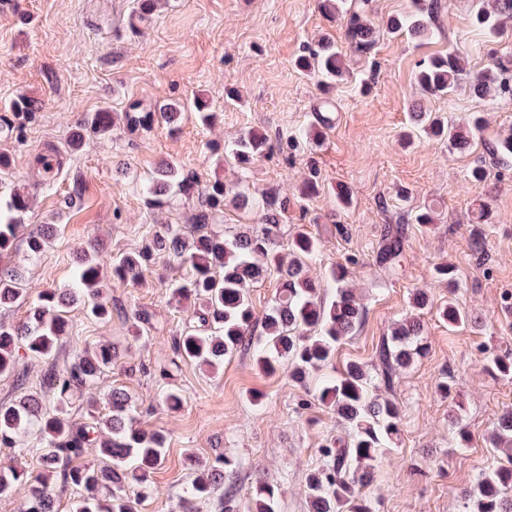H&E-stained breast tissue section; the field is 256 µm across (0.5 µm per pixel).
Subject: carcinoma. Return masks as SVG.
<instances>
[{
	"label": "carcinoma",
	"mask_w": 512,
	"mask_h": 512,
	"mask_svg": "<svg viewBox=\"0 0 512 512\" xmlns=\"http://www.w3.org/2000/svg\"><path fill=\"white\" fill-rule=\"evenodd\" d=\"M475 25L494 35L500 34L498 20L512 17V0H472ZM322 11L344 26L345 40L355 55L371 51L375 31L371 17L373 0H320ZM415 10L388 18L391 33L407 31L418 38L432 34L439 0L414 2ZM303 72L316 76L327 85L346 78L350 65L336 44L324 39L308 46L295 60ZM466 71L464 56L448 50L426 59L414 74L416 85L424 93L441 96ZM474 96L512 97V61L497 59L472 77ZM200 122L210 124L215 113L208 100L197 97L193 103ZM184 105L173 101L159 112L132 106L123 113L126 125L146 129L160 118L169 123L180 116ZM36 111L32 100L20 97L9 106L13 117H27ZM426 133L467 146L470 138L483 129L478 117L468 118L455 127L444 118L425 112L414 113ZM90 124L100 133H109L114 115L108 110L93 114ZM273 148L271 138L251 130L223 150L245 171L256 159ZM493 163L504 165L512 156V137L485 145ZM11 161L0 153V258L9 254L19 229L17 215L29 207L28 197L17 188H7ZM246 175L230 185L221 179L210 183L201 195L202 223L192 240L184 237L179 224H164L140 249L112 259L113 283L136 282L142 269L156 256L164 254L188 266L190 278L172 283V299L198 304L194 321L188 323L175 340L176 357L208 367H216L224 358L242 350L255 354L256 363L266 373H273L283 360L290 365V376L304 383L310 374L334 358L336 346L349 336L365 316L366 309L353 289L346 286L348 274L341 266L332 270L336 293L330 303L321 297L322 282L307 275L306 265L318 252V241L299 231L290 242V259L285 261L276 249L281 234V211L276 201H266L262 223L246 233L229 238L208 231L212 214L224 213V207L247 208L252 205L245 192ZM189 191L187 180L177 176L176 168L166 163L147 179L148 204L161 203L160 197ZM53 225L43 224L30 231L26 239L32 258L51 244ZM402 239L396 233L388 238L382 262L389 273L398 268ZM279 275L280 286L272 306L265 314L262 331L254 335L256 316L250 287L270 269ZM26 292L22 271L17 266L0 264V308L12 306ZM81 303L95 318L112 316L110 299L101 287V270L96 252L85 251L77 261L75 283L70 288H45L31 302L27 321L16 326L0 323V377L15 373L25 358L50 363L40 380V391L25 393L11 401L0 402V448L10 449L21 458L36 460L38 472L23 468L0 469V498L12 494L18 484L29 487L24 512H56L55 488L73 486L80 494L73 498L69 512H134L127 487L146 485L150 473L164 460L165 436L140 426L137 410L127 392L105 381V371L122 356L118 347L99 344L91 352L77 354L70 365L57 369L51 363L61 339L67 335L65 308ZM439 315L451 325H465L468 318L453 303L439 309ZM422 326L406 317L382 338L375 351L377 372L357 361L346 363L339 376L325 383L317 395L345 425V436L326 441L321 464L307 479L310 512H373L363 490L376 477V462L386 447L398 440L402 411L389 397L370 394L372 380L392 391L401 371L423 352ZM490 368L502 377H512V356L493 354ZM104 393L109 411H99L98 400L85 401L88 422L77 427L70 419L69 405L85 388ZM494 447L505 459L483 472L463 491L465 512H512V414L500 418L490 436ZM97 450L101 463L80 462L86 448ZM238 462L224 455L213 460L189 459L193 478L179 497L181 512H194L196 502L214 501L218 512H235L236 493L224 479L236 472ZM281 490L268 482L252 487L246 512H279Z\"/></svg>",
	"instance_id": "cac0c4a2"
}]
</instances>
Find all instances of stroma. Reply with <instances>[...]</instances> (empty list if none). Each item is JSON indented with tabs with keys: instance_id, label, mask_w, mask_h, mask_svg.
<instances>
[{
	"instance_id": "obj_1",
	"label": "stroma",
	"mask_w": 512,
	"mask_h": 512,
	"mask_svg": "<svg viewBox=\"0 0 512 512\" xmlns=\"http://www.w3.org/2000/svg\"><path fill=\"white\" fill-rule=\"evenodd\" d=\"M410 2L375 0V46L352 58L353 77L326 94L294 65L304 47L326 33L340 50L348 48L340 22L324 16L319 0H160L151 17L137 23L133 0H0V109L20 96L37 106L32 118L15 121L12 135L0 137V151L12 159L14 186L32 197L23 225L57 227L50 246L33 260L25 257L23 238H16L8 262L25 269L29 295L0 309V323L23 322L40 289L71 286L76 257L91 242H99L109 260L139 249L164 224L182 225L193 237L201 192L238 175L232 162L211 153L209 142L225 144L251 129L297 136V149L254 162L247 185L254 196L288 201L281 256H288L289 238L300 228L320 242L310 276L326 278L337 265L349 271L366 317L337 345L336 367L371 362L381 338L411 312L414 291L430 296L419 313L426 351L394 388L402 432L378 459L377 479L366 491L372 508L462 512L461 492L498 460L490 434L512 410V379L495 375L486 360L491 352L512 353V162L488 165L484 180L470 176L485 157L484 140L512 135V100L478 98L469 90L471 75L493 59L512 57V18L493 38L474 25L470 0H443L432 36L383 30L387 17L406 12ZM453 48L466 56L465 75L447 96L426 95L414 84L418 63ZM197 96L217 113L214 127L201 126L188 108L172 124L131 131L119 123L104 136L87 133L81 150L68 143L72 129L99 110L119 116L133 105L154 111ZM327 100L334 104V123L315 142L306 132ZM416 107L452 124L480 114L483 138L463 149L423 134L403 141ZM49 143L66 163L45 190L35 159ZM166 162L193 189L169 205L148 206L143 184ZM313 168L320 191L301 198L298 188ZM341 183L353 192L347 209L336 202ZM484 203L489 222L473 223L472 210ZM423 207L437 212V224H415ZM392 228L403 237L395 277L381 263ZM444 263L454 269L455 286L435 275ZM190 274L189 267L161 258L144 268L140 282L111 289L110 319L91 318L80 305L68 308L69 331L54 362L65 366L105 341L127 348L125 366L107 377L126 388L142 426L163 433L167 444L145 494L134 498L135 512H172L191 480L187 457L225 453L240 462L239 500L264 480L281 485L280 512H309L307 477L321 462L325 440L344 428L318 402L317 377L297 384L287 364L267 374L248 352L215 370L176 361L173 338L191 313L172 300L168 286ZM451 298L468 316L465 328L449 329L438 315ZM138 309L149 311L151 326L136 337L131 326ZM448 374L456 384L446 398L438 384ZM169 385L185 396L179 408L161 400ZM255 391L263 395L262 406L250 402ZM454 412L470 435L462 448L450 430Z\"/></svg>"
}]
</instances>
